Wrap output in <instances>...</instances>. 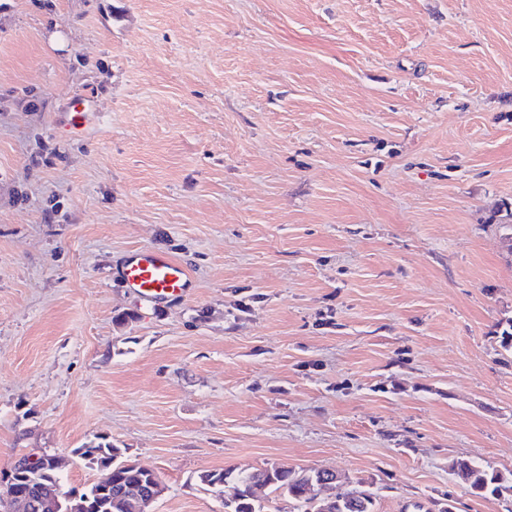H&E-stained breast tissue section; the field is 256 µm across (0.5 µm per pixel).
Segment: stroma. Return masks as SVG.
<instances>
[{
    "label": "stroma",
    "instance_id": "stroma-1",
    "mask_svg": "<svg viewBox=\"0 0 512 512\" xmlns=\"http://www.w3.org/2000/svg\"><path fill=\"white\" fill-rule=\"evenodd\" d=\"M511 236L512 0H0L2 472L87 487L103 435L152 512L273 464L512 512L450 471L512 474ZM140 248L186 297L128 292ZM119 276L123 285L145 303L181 298L191 288L188 269L158 250L133 253L122 263Z\"/></svg>",
    "mask_w": 512,
    "mask_h": 512
}]
</instances>
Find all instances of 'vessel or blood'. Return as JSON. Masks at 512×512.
Masks as SVG:
<instances>
[{
	"instance_id": "obj_1",
	"label": "vessel or blood",
	"mask_w": 512,
	"mask_h": 512,
	"mask_svg": "<svg viewBox=\"0 0 512 512\" xmlns=\"http://www.w3.org/2000/svg\"><path fill=\"white\" fill-rule=\"evenodd\" d=\"M123 285L140 301L157 304L187 294L191 275L167 253L145 249L133 253L120 267Z\"/></svg>"
}]
</instances>
